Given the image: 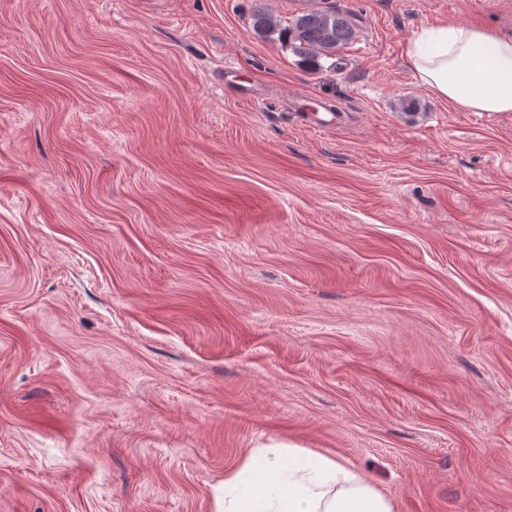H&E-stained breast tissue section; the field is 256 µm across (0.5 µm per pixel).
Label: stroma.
<instances>
[{
  "label": "stroma",
  "instance_id": "35a3bbf8",
  "mask_svg": "<svg viewBox=\"0 0 512 512\" xmlns=\"http://www.w3.org/2000/svg\"><path fill=\"white\" fill-rule=\"evenodd\" d=\"M326 8L318 70L250 25ZM441 20L512 0H0V512H212L273 440L512 512V112L419 84Z\"/></svg>",
  "mask_w": 512,
  "mask_h": 512
}]
</instances>
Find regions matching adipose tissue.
Wrapping results in <instances>:
<instances>
[{
    "label": "adipose tissue",
    "instance_id": "obj_1",
    "mask_svg": "<svg viewBox=\"0 0 512 512\" xmlns=\"http://www.w3.org/2000/svg\"><path fill=\"white\" fill-rule=\"evenodd\" d=\"M407 57L420 85L453 108L512 112V35L439 21L423 28ZM213 512H393V506L344 462L274 442L225 472Z\"/></svg>",
    "mask_w": 512,
    "mask_h": 512
}]
</instances>
